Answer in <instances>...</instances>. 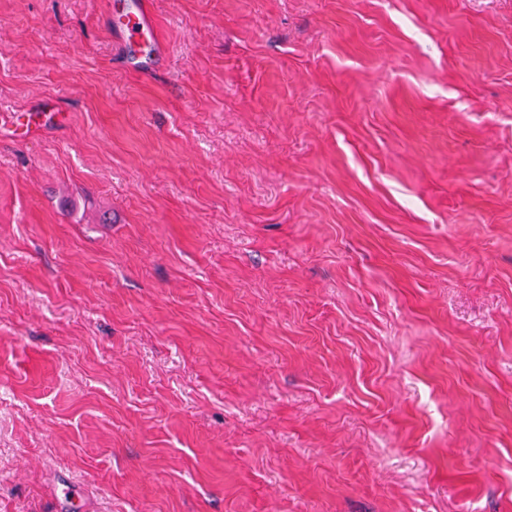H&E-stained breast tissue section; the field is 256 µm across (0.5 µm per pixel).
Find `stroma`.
<instances>
[{"mask_svg":"<svg viewBox=\"0 0 512 512\" xmlns=\"http://www.w3.org/2000/svg\"><path fill=\"white\" fill-rule=\"evenodd\" d=\"M106 2L0 0V512H512V0ZM119 1L109 0L107 3L108 24L122 38L124 49L131 45L140 46L144 38L154 35L152 20L141 3L125 6Z\"/></svg>","mask_w":512,"mask_h":512,"instance_id":"obj_1","label":"stroma"}]
</instances>
